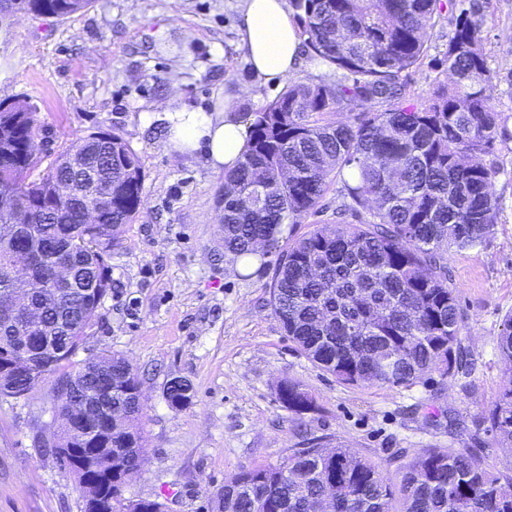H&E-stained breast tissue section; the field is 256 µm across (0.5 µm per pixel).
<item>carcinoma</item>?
I'll return each mask as SVG.
<instances>
[{"label":"carcinoma","instance_id":"obj_1","mask_svg":"<svg viewBox=\"0 0 512 512\" xmlns=\"http://www.w3.org/2000/svg\"><path fill=\"white\" fill-rule=\"evenodd\" d=\"M32 12L68 16L70 0H22ZM304 43L322 61L343 71L333 84L286 86L252 116L250 145L233 170L224 172V252L251 257L275 252L269 304L295 348L344 385L409 387L427 373L446 378L472 372L462 346V315L448 269V251L481 247L497 221L499 203L490 193L496 171L478 157L512 139L493 105L494 80L484 49L480 0H469L454 19L445 62L453 75L426 104L405 103L402 73L427 52V30L444 0H291ZM381 105L382 111L374 110ZM359 107L348 123L321 124L315 114ZM39 133L34 108L16 122L11 156L0 157V285L7 282V254L21 243L20 230L36 224L39 238L55 244L56 255H39L31 293H42L56 263L77 273L98 270L112 286L109 259L117 244L112 226L129 224L142 203L144 174L135 150L120 135L113 147L126 164H113L94 143L78 137L34 176L41 163L28 153ZM91 153L114 186L112 207L99 223L81 222L71 201L48 213L38 200L47 185L67 175L75 149ZM342 182L348 209L368 212L362 224H315L283 238V225L302 223L319 209L333 180ZM100 304L72 309L66 300L41 318L43 328L22 340L0 316V355L48 353L43 337L70 346L50 372L51 393L80 390L70 379L95 382L97 396L112 413L115 436L103 432L100 450L87 458L75 482L85 481L107 503L130 460H112L111 444L125 438L139 447L144 404L139 379L122 356L103 350L81 362L83 325L67 319L73 310L87 320ZM503 388L475 420L493 434L506 466L492 467L474 450L424 448L401 452L382 466L338 445L326 455L315 442L296 448L276 467L244 470L224 483V512H512V314L497 336ZM35 388L32 378L14 374L0 386L15 398ZM277 398L301 420L316 409L312 395L283 380ZM192 389L179 382L165 390L167 405L181 410ZM394 472H389V468Z\"/></svg>","mask_w":512,"mask_h":512}]
</instances>
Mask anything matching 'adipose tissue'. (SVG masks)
<instances>
[{
	"instance_id": "1",
	"label": "adipose tissue",
	"mask_w": 512,
	"mask_h": 512,
	"mask_svg": "<svg viewBox=\"0 0 512 512\" xmlns=\"http://www.w3.org/2000/svg\"><path fill=\"white\" fill-rule=\"evenodd\" d=\"M239 35L248 63L264 81L278 82L301 60L302 40L288 17L286 0H243ZM165 118V151L177 156L202 153L218 171L234 169L249 142L251 126L238 114L232 96L212 112L180 106Z\"/></svg>"
}]
</instances>
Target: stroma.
<instances>
[{
    "label": "stroma",
    "instance_id": "1",
    "mask_svg": "<svg viewBox=\"0 0 512 512\" xmlns=\"http://www.w3.org/2000/svg\"><path fill=\"white\" fill-rule=\"evenodd\" d=\"M484 47L498 75L497 111L512 118V0H481ZM240 0H93L64 19L21 15L0 28V101L37 108L43 163L78 135L119 134L144 171V206L122 225L112 250V288L86 331L78 359L122 355L144 395L146 457L125 495L166 512H211L236 473L276 466L307 438H324L382 463L396 450L494 448L472 421L497 400L499 325L512 313V142L480 160L495 167V229L476 250L448 254L462 314L461 336L476 370L425 376L401 388L347 386L295 348L269 306L274 254L238 268L222 237L224 175L202 155L166 153L164 112L172 100L212 111L224 95L257 112L286 83L335 82L334 66L305 53L286 82L252 74L238 33ZM455 15L444 8L428 52L406 73L419 104L447 83L441 61ZM192 387L182 410L164 390ZM304 385L317 409L296 422L276 400L281 380ZM51 385L0 398V512H82L73 478L42 437L54 427Z\"/></svg>",
    "mask_w": 512,
    "mask_h": 512
}]
</instances>
